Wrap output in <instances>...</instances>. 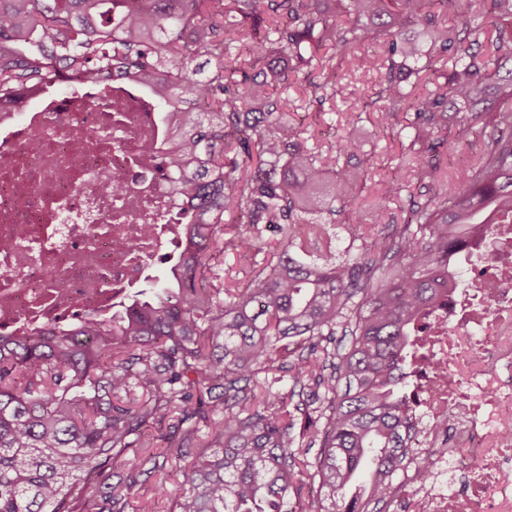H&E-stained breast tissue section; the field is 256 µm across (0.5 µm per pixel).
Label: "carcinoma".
<instances>
[{
  "label": "carcinoma",
  "mask_w": 512,
  "mask_h": 512,
  "mask_svg": "<svg viewBox=\"0 0 512 512\" xmlns=\"http://www.w3.org/2000/svg\"><path fill=\"white\" fill-rule=\"evenodd\" d=\"M363 38L382 50L356 52ZM423 58L442 62L426 80ZM342 68L385 70L363 100L384 103V127L413 110L401 146L425 192L409 194L410 222L377 230L403 190L387 179L372 223L348 213L334 262L335 225L313 217L362 193L349 168L363 146L322 149L281 100L290 73L316 71L299 109L324 111ZM114 74L174 116L162 162L187 204L179 273L118 316L0 334V512H127L152 477L173 512H295L289 497L315 483L308 512H388L415 323L455 252L512 222V0H0V111ZM477 125V160L439 176L428 155ZM229 246L230 285L211 265ZM282 351L297 354L287 367ZM136 450L149 468L131 467Z\"/></svg>",
  "instance_id": "obj_1"
}]
</instances>
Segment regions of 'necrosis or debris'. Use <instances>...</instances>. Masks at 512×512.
Segmentation results:
<instances>
[{"label": "necrosis or debris", "instance_id": "1", "mask_svg": "<svg viewBox=\"0 0 512 512\" xmlns=\"http://www.w3.org/2000/svg\"><path fill=\"white\" fill-rule=\"evenodd\" d=\"M166 131L152 92L120 76L106 91L87 83L0 119L1 334L115 313L150 280L182 234L160 164ZM107 182L118 191H103ZM426 322L410 344L401 495L410 512H512V223L460 253Z\"/></svg>", "mask_w": 512, "mask_h": 512}]
</instances>
